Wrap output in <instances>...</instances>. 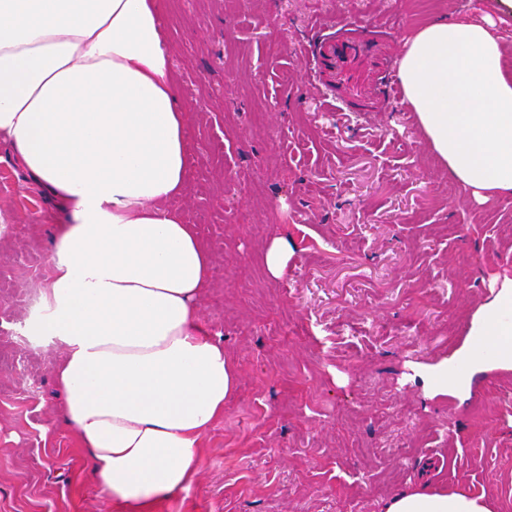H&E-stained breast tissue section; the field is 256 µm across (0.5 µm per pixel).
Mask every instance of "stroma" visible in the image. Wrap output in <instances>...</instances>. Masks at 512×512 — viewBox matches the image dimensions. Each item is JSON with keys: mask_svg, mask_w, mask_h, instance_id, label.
Here are the masks:
<instances>
[{"mask_svg": "<svg viewBox=\"0 0 512 512\" xmlns=\"http://www.w3.org/2000/svg\"><path fill=\"white\" fill-rule=\"evenodd\" d=\"M196 176L178 203L214 255L203 318L239 373L203 441L200 479L158 512H385L425 482L512 512V369L463 398L428 375L468 341L512 275V196L479 204L405 99L342 112L313 35L344 21L393 56L415 22L491 16L512 0H163ZM62 214L0 139V512H112L63 419L61 352L29 335ZM294 255L272 279L264 254ZM293 256L280 237L274 238L264 258L266 269L274 279H282L288 274V263Z\"/></svg>", "mask_w": 512, "mask_h": 512, "instance_id": "stroma-1", "label": "stroma"}]
</instances>
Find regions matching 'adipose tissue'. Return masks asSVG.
I'll list each match as a JSON object with an SVG mask.
<instances>
[{"instance_id":"1","label":"adipose tissue","mask_w":512,"mask_h":512,"mask_svg":"<svg viewBox=\"0 0 512 512\" xmlns=\"http://www.w3.org/2000/svg\"><path fill=\"white\" fill-rule=\"evenodd\" d=\"M491 21L431 20L399 78L418 128L479 203L512 195V71ZM161 0H0V138L68 217L52 239L44 314L62 349V414L114 512H152L200 473L203 438L239 375L203 324L213 256L174 206L192 181ZM437 368V393L512 369V278ZM386 512H496L462 484H424Z\"/></svg>"}]
</instances>
